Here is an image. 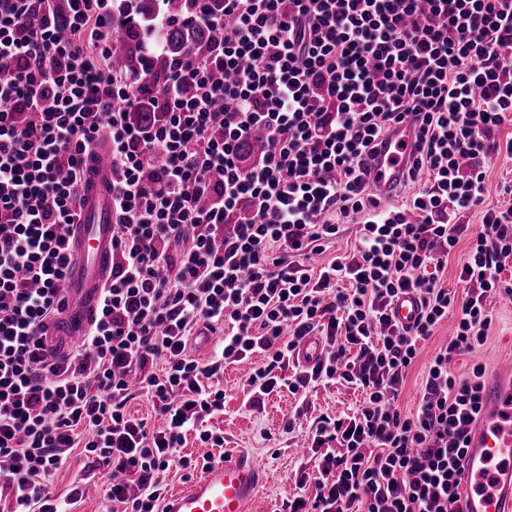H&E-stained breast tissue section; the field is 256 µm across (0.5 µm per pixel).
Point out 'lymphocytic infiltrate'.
I'll use <instances>...</instances> for the list:
<instances>
[{
    "label": "lymphocytic infiltrate",
    "instance_id": "obj_1",
    "mask_svg": "<svg viewBox=\"0 0 512 512\" xmlns=\"http://www.w3.org/2000/svg\"><path fill=\"white\" fill-rule=\"evenodd\" d=\"M183 23L220 29L205 53L169 59L163 112L136 125L151 93L112 73L115 8L133 0H0V490L10 512H58L49 476L80 448L115 475L123 512H161L159 475L187 432L223 447L212 380L262 354L246 379L258 406L278 389L336 381L359 407L321 417L311 471L279 512H463L459 460L481 410L485 369L451 365L480 347L490 299L512 298V206L485 204V161L512 158V0H183ZM418 127L402 175L410 207L381 205L366 157L404 116ZM262 134L259 161L242 151ZM105 141L112 164V279L82 344L57 356L83 166ZM479 210L458 279L441 272ZM363 215L353 253L308 267ZM244 214L234 222L235 214ZM416 291L403 326L392 306ZM455 315L414 415L397 401L417 344ZM219 350L188 353L198 326ZM324 339L313 367L286 370L298 342ZM150 398L163 427L128 408ZM313 486L311 497L302 494Z\"/></svg>",
    "mask_w": 512,
    "mask_h": 512
}]
</instances>
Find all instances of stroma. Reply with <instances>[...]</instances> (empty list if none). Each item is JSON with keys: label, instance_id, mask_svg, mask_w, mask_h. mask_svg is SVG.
<instances>
[{"label": "stroma", "instance_id": "obj_1", "mask_svg": "<svg viewBox=\"0 0 512 512\" xmlns=\"http://www.w3.org/2000/svg\"><path fill=\"white\" fill-rule=\"evenodd\" d=\"M490 308L494 317L484 345L476 351L455 358L456 375L468 374L475 364L494 373L499 361L512 348V300L494 298ZM455 317H448L434 328L432 335L418 344V355L411 365L398 405L407 414L415 413L430 359L438 346L451 336ZM249 365H225L218 386L224 391V409L212 415L209 427L224 434L223 447L207 448L194 433H187L181 454L221 456L223 448H239L255 458L261 467L263 486L257 499L256 512H276L284 500L296 491L293 477L307 468L308 438L321 416L340 417L360 405V393L335 383L318 385L306 394H291L280 389L266 396L259 408L246 403L244 384ZM105 470L85 458L81 449H73L66 463L50 478L59 500L61 512H109L112 503L107 494ZM82 481L84 493L77 503H70L67 490L72 482Z\"/></svg>", "mask_w": 512, "mask_h": 512}]
</instances>
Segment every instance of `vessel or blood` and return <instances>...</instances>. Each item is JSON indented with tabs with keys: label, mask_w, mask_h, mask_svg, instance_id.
<instances>
[{
	"label": "vessel or blood",
	"mask_w": 512,
	"mask_h": 512,
	"mask_svg": "<svg viewBox=\"0 0 512 512\" xmlns=\"http://www.w3.org/2000/svg\"><path fill=\"white\" fill-rule=\"evenodd\" d=\"M418 129L404 119L388 134L381 151L369 161L372 187L389 201L412 154ZM112 179L104 151L88 164L81 190L80 218L72 225L73 261L60 296L62 310L49 327L64 350L87 335L99 295L112 273ZM419 297L407 292L392 307L395 320L412 324ZM319 337H306L297 349L300 362L313 366L323 355ZM465 487L464 512H505L512 505V360H502L482 390L481 410L467 438L460 461ZM260 469L247 457L231 451L212 460L184 489L167 497L164 512H250L259 494Z\"/></svg>",
	"instance_id": "vessel-or-blood-1"
}]
</instances>
